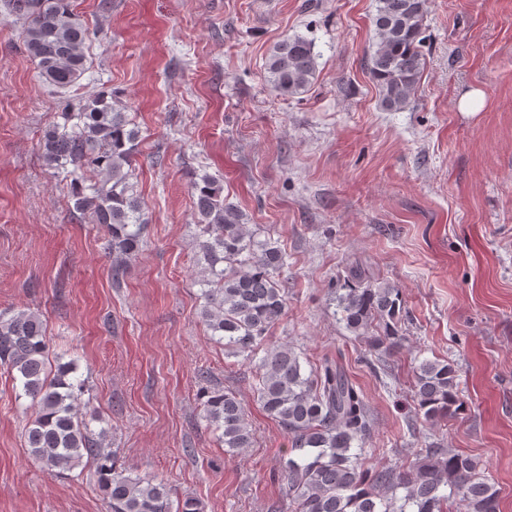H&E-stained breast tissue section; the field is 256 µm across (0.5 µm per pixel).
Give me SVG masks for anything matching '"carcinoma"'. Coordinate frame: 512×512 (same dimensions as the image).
I'll use <instances>...</instances> for the list:
<instances>
[{
    "instance_id": "1",
    "label": "carcinoma",
    "mask_w": 512,
    "mask_h": 512,
    "mask_svg": "<svg viewBox=\"0 0 512 512\" xmlns=\"http://www.w3.org/2000/svg\"><path fill=\"white\" fill-rule=\"evenodd\" d=\"M427 0H377L373 41L366 69L385 111L404 109L415 94L425 58L422 51ZM21 23L24 48L39 76L57 89L72 87L85 73L89 29L73 0H9ZM315 43L294 35L279 41L265 60L268 82L278 95L304 93L316 76ZM139 130L126 112L101 94L67 104L42 131L45 165L70 180L73 210L105 227L112 251V281H123L136 259L148 224L130 182ZM198 215V248L204 263L200 280L201 318L228 354L251 353L284 312V288L276 274L287 254L248 228L242 211L222 196L216 177L193 181ZM351 285L334 297L346 328L372 346L398 347L397 324L404 313L400 290L377 282L365 270H349ZM383 332L369 335L374 323ZM20 383L37 405L25 429L30 455L47 471L95 464L109 512H201L192 498L173 500L163 479L121 469L77 409L82 383L68 375L73 362L52 370L44 323L30 310L0 312V370ZM257 399L288 434L292 455L282 460L293 512H500L495 484L468 455L430 446L403 466L366 469L359 464L368 430L367 405L339 366L303 368L300 355L274 346L258 364ZM454 367L425 360L416 367L414 397L427 420L461 410ZM203 417L222 431L224 447L251 446L246 412L231 392L206 393Z\"/></svg>"
}]
</instances>
